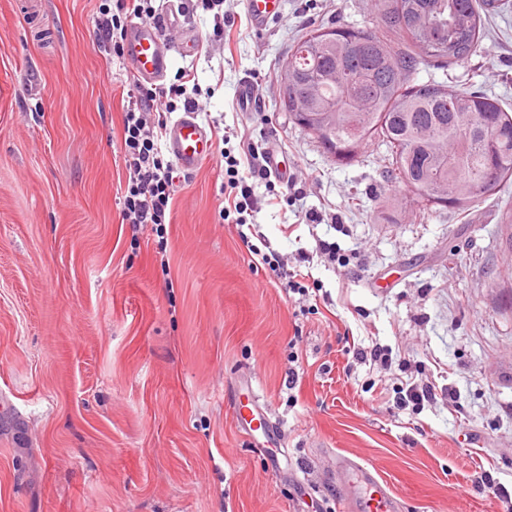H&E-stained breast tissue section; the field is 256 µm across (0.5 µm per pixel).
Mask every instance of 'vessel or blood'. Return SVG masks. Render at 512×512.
Returning a JSON list of instances; mask_svg holds the SVG:
<instances>
[{"label": "vessel or blood", "mask_w": 512, "mask_h": 512, "mask_svg": "<svg viewBox=\"0 0 512 512\" xmlns=\"http://www.w3.org/2000/svg\"><path fill=\"white\" fill-rule=\"evenodd\" d=\"M280 0H244L245 13L253 30H263L279 12ZM197 45V36L188 28L180 9L167 0L159 21L132 23L126 33L124 55L133 76L141 84H156L165 77L175 56L190 53ZM213 134L198 122L193 112L169 124L167 145L180 168L194 170L209 157ZM356 498L360 512H396L391 495L375 475L373 468L354 464Z\"/></svg>", "instance_id": "1"}]
</instances>
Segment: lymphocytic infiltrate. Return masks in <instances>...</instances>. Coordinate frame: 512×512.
I'll use <instances>...</instances> for the list:
<instances>
[{"instance_id":"f902f5d3","label":"lymphocytic infiltrate","mask_w":512,"mask_h":512,"mask_svg":"<svg viewBox=\"0 0 512 512\" xmlns=\"http://www.w3.org/2000/svg\"><path fill=\"white\" fill-rule=\"evenodd\" d=\"M151 0H115V6L102 10L95 21L96 36L113 51L123 52V41L129 24L136 19H155ZM169 100L163 101L156 90L137 83L128 93V104L123 112V148L129 172L128 186L123 194V219L129 224L166 223L174 195V184L179 178L173 161L161 154L158 143L162 140L166 124L148 125L151 112H174L177 107L192 109L195 99L187 84L169 88ZM248 171L240 173L238 159L225 157L224 205L220 217L224 223L244 226L249 213L258 202L252 195L248 177L271 179L269 155L256 144H248Z\"/></svg>"}]
</instances>
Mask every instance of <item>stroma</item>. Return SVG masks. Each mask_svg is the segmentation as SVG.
Masks as SVG:
<instances>
[{
    "label": "stroma",
    "mask_w": 512,
    "mask_h": 512,
    "mask_svg": "<svg viewBox=\"0 0 512 512\" xmlns=\"http://www.w3.org/2000/svg\"><path fill=\"white\" fill-rule=\"evenodd\" d=\"M105 2L0 0V512H351L353 461L398 512H512V180L424 219L384 143L336 162L279 103L297 39L374 28L373 0H281L259 33L224 0L227 37L204 0H183L199 47L160 87L194 77L215 141L160 230L123 220L132 75L97 40ZM246 80L260 84L253 112L237 103ZM412 81L512 112V0L467 60H418ZM245 127L297 195L272 206L284 185L252 180L246 243L218 214L222 152L239 155ZM321 240L356 261L339 266ZM260 248L302 273L304 293ZM376 345L391 366L355 359ZM408 379L436 400L397 409ZM247 398L264 429L237 420Z\"/></svg>",
    "instance_id": "stroma-1"
}]
</instances>
